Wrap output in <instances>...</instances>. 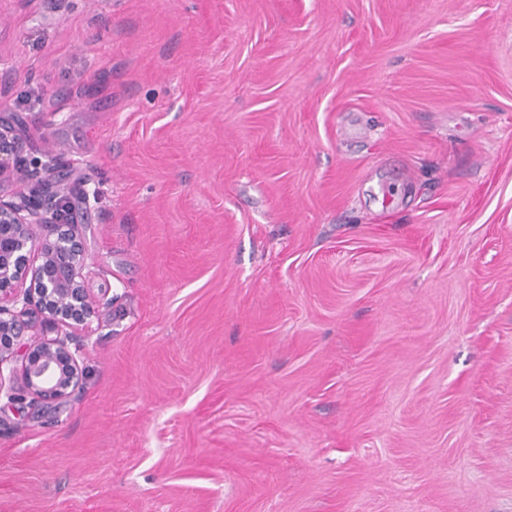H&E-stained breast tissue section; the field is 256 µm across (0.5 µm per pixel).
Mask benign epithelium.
I'll list each match as a JSON object with an SVG mask.
<instances>
[{"label":"benign epithelium","mask_w":512,"mask_h":512,"mask_svg":"<svg viewBox=\"0 0 512 512\" xmlns=\"http://www.w3.org/2000/svg\"><path fill=\"white\" fill-rule=\"evenodd\" d=\"M26 191L0 194V396L57 406L78 389L82 371L68 330L87 325L113 299L85 285L86 249L62 181L67 172L24 154L0 118V180ZM48 232L38 236L34 227Z\"/></svg>","instance_id":"1"}]
</instances>
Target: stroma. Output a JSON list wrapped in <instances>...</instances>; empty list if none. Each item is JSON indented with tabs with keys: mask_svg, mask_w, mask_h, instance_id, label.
<instances>
[{
	"mask_svg": "<svg viewBox=\"0 0 512 512\" xmlns=\"http://www.w3.org/2000/svg\"><path fill=\"white\" fill-rule=\"evenodd\" d=\"M86 286L0 512H512V0H0Z\"/></svg>",
	"mask_w": 512,
	"mask_h": 512,
	"instance_id": "1",
	"label": "stroma"
}]
</instances>
